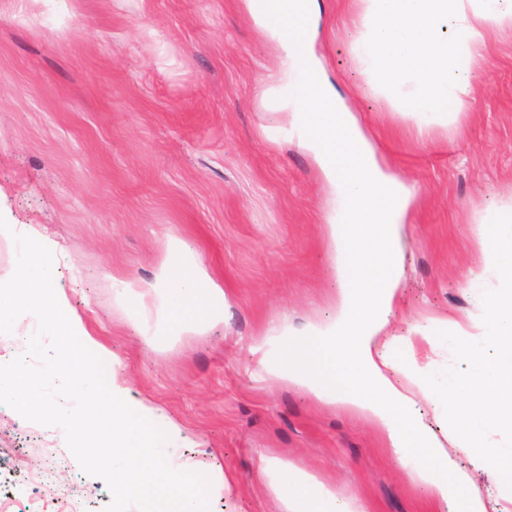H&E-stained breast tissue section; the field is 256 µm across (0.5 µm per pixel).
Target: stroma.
<instances>
[{"label": "stroma", "instance_id": "obj_1", "mask_svg": "<svg viewBox=\"0 0 512 512\" xmlns=\"http://www.w3.org/2000/svg\"><path fill=\"white\" fill-rule=\"evenodd\" d=\"M320 0L315 42L328 78L382 164L416 190L402 228V277L389 333L420 329L407 358L442 387L470 370L455 323L482 317L496 280L481 269L479 219L512 200V33L472 63L473 100L456 128L419 133L372 93L354 49L355 16ZM277 49L244 0H0V216L58 242L68 298L118 359L131 398L161 410L185 448L230 483L209 512H283L261 458L313 475L356 512H451L393 457L371 416L257 376L255 344L279 320L336 315V203L292 118L260 88ZM180 242L225 295L224 316L174 340L137 319ZM133 293L118 297L119 284ZM448 320L445 328L437 320ZM0 448L61 468L48 487L15 478L14 512L34 493L105 512L106 482L85 474L61 431L0 404ZM471 490L512 512V480L451 452Z\"/></svg>", "mask_w": 512, "mask_h": 512}]
</instances>
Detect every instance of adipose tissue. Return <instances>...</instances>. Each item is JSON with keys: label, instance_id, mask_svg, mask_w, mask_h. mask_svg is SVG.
Here are the masks:
<instances>
[{"label": "adipose tissue", "instance_id": "obj_1", "mask_svg": "<svg viewBox=\"0 0 512 512\" xmlns=\"http://www.w3.org/2000/svg\"><path fill=\"white\" fill-rule=\"evenodd\" d=\"M361 28L354 51L374 93L424 125L453 124L472 98L470 67L483 56L490 35L512 31V0H348ZM247 9L279 52L275 78L261 90L267 108L292 113L295 128L339 202L327 229L343 250L339 309L326 324L284 329L276 342L262 343V370L293 380L318 398L370 412L381 424L398 462L412 449L421 457L412 475L452 498L453 512H499L494 499L459 492L448 451L466 450L475 460L495 461L512 477V457H503L491 438L512 431V201L498 207L491 224H479L483 271L500 279L498 299L483 319L460 327L472 364L462 388L464 405H449L447 430L437 435L412 417L414 393L438 399L426 371L399 364L398 344L384 331L397 295L402 267L399 226L415 195L413 186L381 166L373 145L336 88L319 77L308 48L310 20L318 0H245ZM154 287L149 317L161 336L201 330L224 313L221 289L211 287L180 243ZM498 347L490 358L488 345ZM403 370L408 383L390 374ZM260 472L279 495L285 512H352L309 473L276 458Z\"/></svg>", "mask_w": 512, "mask_h": 512}]
</instances>
